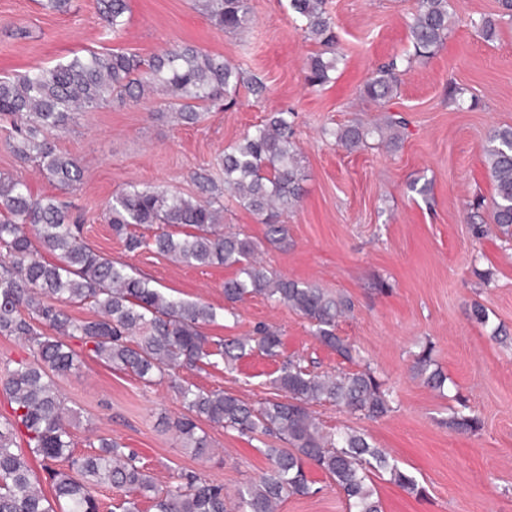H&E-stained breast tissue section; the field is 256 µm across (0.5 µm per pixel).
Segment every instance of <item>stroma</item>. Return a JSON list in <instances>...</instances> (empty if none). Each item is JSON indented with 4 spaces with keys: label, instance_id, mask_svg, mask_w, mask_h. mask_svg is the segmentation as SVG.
<instances>
[{
    "label": "stroma",
    "instance_id": "stroma-1",
    "mask_svg": "<svg viewBox=\"0 0 512 512\" xmlns=\"http://www.w3.org/2000/svg\"><path fill=\"white\" fill-rule=\"evenodd\" d=\"M124 32L109 31L97 0H71L67 12L43 10L39 0H0V77L51 67L91 51L119 50L142 58L190 44L223 56L266 87L257 97L240 89L231 107L207 109L200 122L163 117L166 97L109 103L80 113L56 147L77 158L83 178L70 199L84 219L87 242L128 264L167 294L202 301L216 310L204 334L213 339L277 328L283 357H301L319 370H350V363L317 340L306 319L283 304L249 296L235 306L224 282L235 268L192 267L151 251L127 252L103 218L113 193L128 185L162 184L196 195L194 172L215 169L218 155L269 113L295 114L301 201L282 215L287 248L265 244L259 261L288 278L344 293L354 302L337 333L392 390L393 409L378 419L325 403L316 406L326 427L352 428L413 475L422 492L410 495L373 474L382 512H512V239L491 222L492 189L482 164L491 129L512 126V22L495 40L479 32L498 0H450L456 23L429 59L402 72L395 96L378 107L363 99V83L392 58L412 54L407 21L414 0H327L345 61L317 92L304 81L308 58L320 47L304 40L288 0H249L245 36L217 30L190 0H129ZM400 115L408 125L398 146L370 139L352 152L323 137V128L358 121L384 123ZM12 132L0 122V174L51 194L54 186L18 160L7 146ZM486 228L476 237V227ZM488 323L471 316L473 303ZM446 378L436 390L412 375L423 348ZM281 360L252 352L234 369L221 356L181 378L254 403L272 398ZM79 416L76 453L108 437L123 443L158 483L195 472L235 494L268 467L265 445L214 425L209 455L182 448L169 424L184 412L170 379L145 383L130 373L81 357L76 370L56 377ZM480 428L458 433L446 421L459 402ZM316 495L293 496L277 512H346L331 480L308 466Z\"/></svg>",
    "mask_w": 512,
    "mask_h": 512
}]
</instances>
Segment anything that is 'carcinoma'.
<instances>
[{
  "instance_id": "cac0c4a2",
  "label": "carcinoma",
  "mask_w": 512,
  "mask_h": 512,
  "mask_svg": "<svg viewBox=\"0 0 512 512\" xmlns=\"http://www.w3.org/2000/svg\"><path fill=\"white\" fill-rule=\"evenodd\" d=\"M498 4L499 13L479 24L487 41L497 37L501 20L512 21V0ZM193 8L220 31L243 33L251 26L248 0H193ZM288 8L302 21L303 39L322 47L310 57L305 76L309 87L321 88L343 61L325 0H288ZM99 12L106 26L119 32L128 22L129 0H99ZM407 26L414 57L395 58L378 68L361 89L362 98L385 105L397 90L399 67L415 57L432 56L443 44L452 29L449 0H416ZM244 83L257 96L266 91L262 82L245 80L240 67L194 46H178L148 60L128 52L90 51L50 68L0 78V119L13 125L8 143L12 153L23 163L35 164L49 183L68 189L81 182V167L77 159L58 151L52 139L68 130L75 113L114 99L137 102L160 89L172 117L193 125L207 106L234 97ZM292 117L288 110L272 112L264 124L225 150L217 161L224 185L204 170L193 175L198 199L164 186L131 185L112 196L104 219L129 252L148 249L187 266L236 268V277L224 282L227 302L261 295L283 303L308 320L322 344L353 363L357 350L336 334L339 320L353 311L350 297L265 269L257 262L260 242L221 229L224 192L229 191L262 219L268 244L288 241L280 217L300 201ZM406 126L404 118L391 116L383 126L356 123L324 134L351 151L366 145L373 134L392 143ZM484 165L493 186V221L512 235V126L490 132ZM1 248L8 262L0 265V334L25 339L32 359L0 366V393L11 408V416L0 420V512H101L102 490L119 494L120 512H139L143 500L152 512H274L289 497L317 493L306 471L310 464L344 494L348 512H381L370 478L375 471L386 472L391 483L409 494L421 493L414 477L369 444L364 434L327 431L309 411L314 403H330L368 418L381 417L392 410L385 381L369 367L319 374L294 358L285 360L272 380L282 398L257 406L222 390L175 384L188 414L174 420L171 428L182 447L195 454L211 448L197 424L200 418L241 436L289 444L265 449L269 467L238 489L233 500L224 494V486L194 473L160 486L138 465L134 453L109 438L100 437L87 444L90 452L75 455L76 417L53 377L76 369L82 354L146 383L171 378L179 369L193 370L211 356V341L202 327L215 321L217 312L204 302L168 295L129 265L104 257L84 240L81 225L57 196L36 193L26 181L2 175ZM69 306H87L95 317L75 318ZM69 339L77 340L80 350ZM254 351L281 356V336L262 326L253 336L225 339L219 354L231 369ZM430 366L431 349L425 348L413 370L428 386L440 389L446 377ZM479 426L475 415L458 413L448 421L459 433ZM32 459L42 465L50 498L34 476Z\"/></svg>"
}]
</instances>
